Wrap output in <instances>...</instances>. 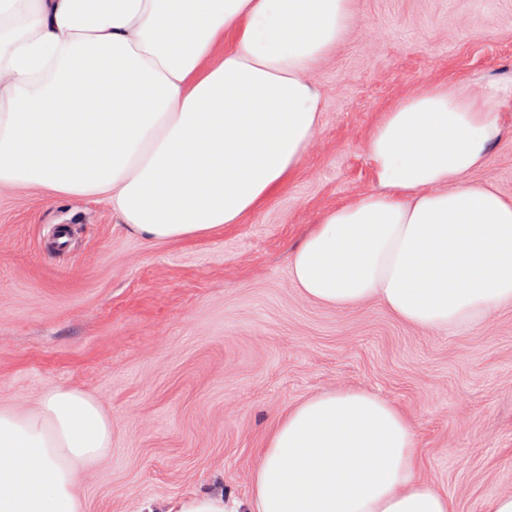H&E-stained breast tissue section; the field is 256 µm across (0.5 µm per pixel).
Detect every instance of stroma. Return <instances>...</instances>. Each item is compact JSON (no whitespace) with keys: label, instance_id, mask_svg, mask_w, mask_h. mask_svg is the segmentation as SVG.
Returning <instances> with one entry per match:
<instances>
[{"label":"stroma","instance_id":"stroma-1","mask_svg":"<svg viewBox=\"0 0 512 512\" xmlns=\"http://www.w3.org/2000/svg\"><path fill=\"white\" fill-rule=\"evenodd\" d=\"M356 22L316 73L324 109L300 169L223 233L129 234L110 206L0 191V406L55 388L95 397L108 457L82 512H162L182 495L245 500L276 420L327 389L403 409L421 478L457 512L512 493V305L468 331L421 329L380 302L304 297L291 258L319 214L373 187L366 140L418 85L473 73L512 81V0H356ZM472 183L512 199V98Z\"/></svg>","mask_w":512,"mask_h":512}]
</instances>
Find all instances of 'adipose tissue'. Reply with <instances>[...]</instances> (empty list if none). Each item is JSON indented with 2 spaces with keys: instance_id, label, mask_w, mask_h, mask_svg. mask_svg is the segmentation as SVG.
Returning a JSON list of instances; mask_svg holds the SVG:
<instances>
[{
  "instance_id": "obj_1",
  "label": "adipose tissue",
  "mask_w": 512,
  "mask_h": 512,
  "mask_svg": "<svg viewBox=\"0 0 512 512\" xmlns=\"http://www.w3.org/2000/svg\"><path fill=\"white\" fill-rule=\"evenodd\" d=\"M355 0H0V190L105 198L151 241L207 238L266 204L320 125L313 72ZM512 84H425L372 128V190L325 210L291 261L304 295L376 299L456 332L512 303V199L471 183ZM112 422L78 389L0 409V512H80ZM409 419L366 390H327L276 424L247 501L167 512H457L418 475Z\"/></svg>"
}]
</instances>
